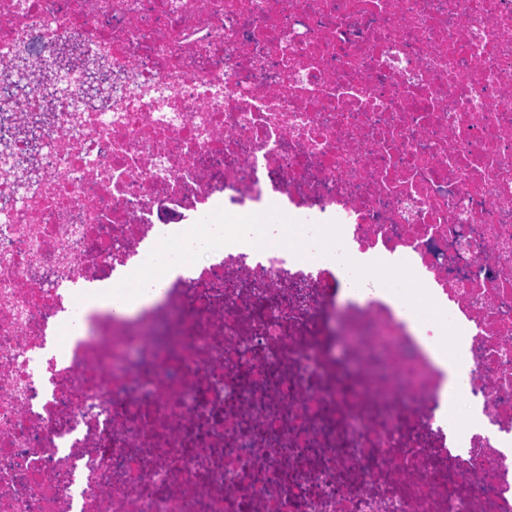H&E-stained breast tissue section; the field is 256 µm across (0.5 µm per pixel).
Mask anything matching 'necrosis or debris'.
I'll return each instance as SVG.
<instances>
[{"label":"necrosis or debris","instance_id":"obj_1","mask_svg":"<svg viewBox=\"0 0 512 512\" xmlns=\"http://www.w3.org/2000/svg\"><path fill=\"white\" fill-rule=\"evenodd\" d=\"M68 94L56 90L59 65ZM0 512H512V0H0ZM338 221L374 280L220 247L130 314L71 287L221 208ZM448 410L455 411V425L452 430L456 436L459 433L461 439L470 433L481 432L486 428L485 419L478 410L468 408L459 412L454 405H451Z\"/></svg>","mask_w":512,"mask_h":512}]
</instances>
